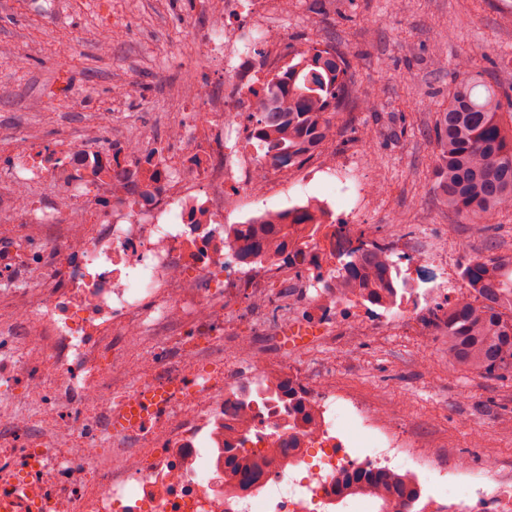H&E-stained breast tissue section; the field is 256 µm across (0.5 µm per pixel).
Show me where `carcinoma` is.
<instances>
[{"mask_svg":"<svg viewBox=\"0 0 512 512\" xmlns=\"http://www.w3.org/2000/svg\"><path fill=\"white\" fill-rule=\"evenodd\" d=\"M350 62L334 51L300 48L288 70L268 83V94L278 99V110L260 127L267 156L284 166H300L308 152L324 142L334 129L340 99L349 79ZM439 146L436 189L448 210L475 233L491 231V220L512 213V99L501 96L481 79V71L466 58L455 64L448 90V109L436 125ZM309 210L284 215L272 235L281 246L318 228ZM352 234L344 247L339 276L366 279L368 288L396 286L395 261L389 247L369 240L368 228L338 225ZM460 277L464 291L448 307L433 314V326L448 338V364L455 370L483 378L512 374V256H468ZM355 491L384 486L392 499L414 498L401 483L388 484L378 475L346 479Z\"/></svg>","mask_w":512,"mask_h":512,"instance_id":"carcinoma-1","label":"carcinoma"}]
</instances>
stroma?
Segmentation results:
<instances>
[{
    "instance_id": "1",
    "label": "stroma",
    "mask_w": 512,
    "mask_h": 512,
    "mask_svg": "<svg viewBox=\"0 0 512 512\" xmlns=\"http://www.w3.org/2000/svg\"><path fill=\"white\" fill-rule=\"evenodd\" d=\"M201 0H0V128L29 141L90 129L139 130L181 109V91L200 77L186 36ZM512 0H288V48L307 45L345 55L349 93L331 152L357 158L374 187L364 223L393 250L445 247L447 269L412 267L419 288L461 287L468 255L512 256V214L492 237L475 234L433 185L435 125L448 107L457 58L470 57L486 82L512 95V64L489 57L512 48L502 15ZM78 48H71L73 38ZM372 99V109L362 106ZM291 370L325 366L337 389L380 410L396 408L411 436L454 466L497 458L512 479V377L492 380L448 366V343L424 346L403 329L352 340L318 336L301 348L273 347Z\"/></svg>"
}]
</instances>
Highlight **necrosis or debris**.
Here are the masks:
<instances>
[{"instance_id": "obj_1", "label": "necrosis or debris", "mask_w": 512, "mask_h": 512, "mask_svg": "<svg viewBox=\"0 0 512 512\" xmlns=\"http://www.w3.org/2000/svg\"><path fill=\"white\" fill-rule=\"evenodd\" d=\"M282 0H219L189 28L204 76L160 128L20 142L0 167V512H379L354 471L412 481L403 512H512L494 458L443 470L358 396L264 351L307 327L360 339L448 294L339 288L324 224L244 256L288 191L255 134ZM236 223H229L230 214ZM261 464L239 487L224 453Z\"/></svg>"}]
</instances>
